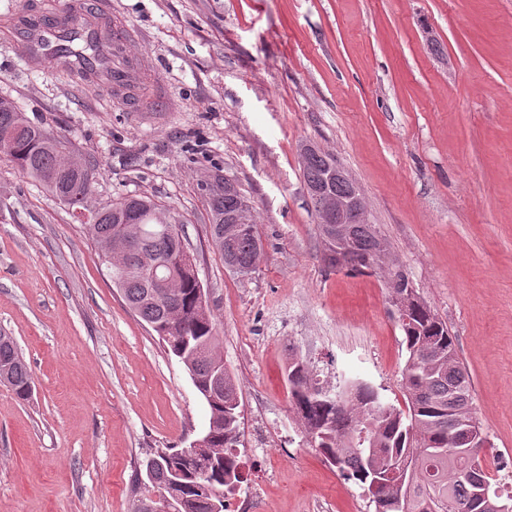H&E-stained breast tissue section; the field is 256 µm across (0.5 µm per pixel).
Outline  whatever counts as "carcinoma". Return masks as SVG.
Wrapping results in <instances>:
<instances>
[{
	"label": "carcinoma",
	"instance_id": "carcinoma-1",
	"mask_svg": "<svg viewBox=\"0 0 512 512\" xmlns=\"http://www.w3.org/2000/svg\"><path fill=\"white\" fill-rule=\"evenodd\" d=\"M63 51L76 56L96 78L106 76L112 58L103 50L106 34L62 35ZM14 133L12 141L0 142V158L31 177L62 202L68 210L86 208L97 181L94 166L82 169L73 160L80 153L60 137L42 129L0 98V131ZM334 156L314 149L301 158L304 184L319 183ZM211 193L205 197L209 234L224 264L240 269L257 267L261 241L256 224L245 232L228 234L224 218L235 212L239 193H224V175L212 172ZM168 208L141 195L124 197L89 211L88 234L99 245L112 242V281L129 308L145 321L165 343L168 352L184 361L194 357V370L207 381L216 366L224 364L219 336L208 308L198 300L202 283L192 269L174 262L181 240L166 228ZM127 224H139V239L124 240ZM377 229L358 224L354 245L343 268L364 271L365 255L372 249ZM156 255L171 261L153 279L143 258ZM408 357L402 371L407 411L383 401L377 388L364 380H351L335 394L320 386L312 367L293 357L286 371L291 405L306 445L316 449L346 480L359 485L375 504V512H456L474 487L461 476L473 464L470 449L457 446V439L476 429L485 441L474 415L469 374L460 361L454 337L420 295H415L399 320ZM0 384L10 386L27 399L32 375L15 339L0 333ZM212 453L186 459L167 448L153 455L158 462L154 489L183 500L180 512H211L207 491L227 490L226 479L244 481L239 445V392L229 371L224 388L206 400ZM181 473L179 484L167 475ZM489 489L483 512H512V496L504 494L488 468L480 473ZM411 487L410 496L396 499L398 484Z\"/></svg>",
	"mask_w": 512,
	"mask_h": 512
}]
</instances>
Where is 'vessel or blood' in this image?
Masks as SVG:
<instances>
[{
	"instance_id": "obj_1",
	"label": "vessel or blood",
	"mask_w": 512,
	"mask_h": 512,
	"mask_svg": "<svg viewBox=\"0 0 512 512\" xmlns=\"http://www.w3.org/2000/svg\"><path fill=\"white\" fill-rule=\"evenodd\" d=\"M75 29L85 33L109 29L112 38V76L102 83L105 90H113L128 82L133 63L128 54L132 33L125 21L112 11V0H98L93 10H84L80 0H64L57 6L49 20L38 26L19 23V38L15 45L17 54L31 60L55 51L60 45L62 29Z\"/></svg>"
}]
</instances>
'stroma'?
I'll return each instance as SVG.
<instances>
[{
  "mask_svg": "<svg viewBox=\"0 0 512 512\" xmlns=\"http://www.w3.org/2000/svg\"><path fill=\"white\" fill-rule=\"evenodd\" d=\"M0 0V96L97 166L95 204L154 197L180 222L240 396L244 512H375L302 442L291 356L323 387L361 379L405 408L407 352L382 270L322 260L300 150L333 155L471 379L487 459L512 461V0H112L150 98L130 112L83 76L14 55ZM221 169L264 252L243 276L209 236L197 179ZM0 332L33 380L0 384V512H137L139 467L209 419L185 367L125 304L98 245L0 160Z\"/></svg>",
  "mask_w": 512,
  "mask_h": 512,
  "instance_id": "35a3bbf8",
  "label": "stroma"
}]
</instances>
